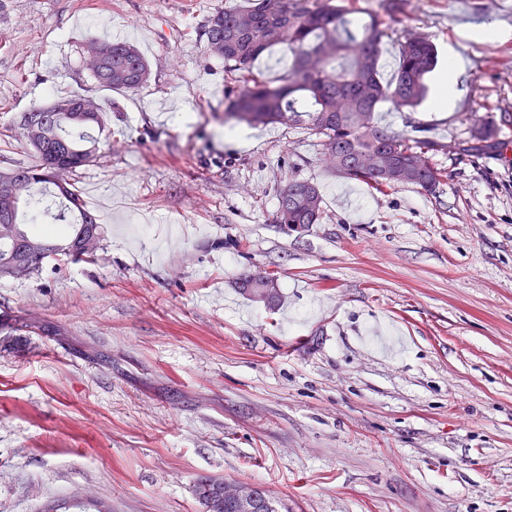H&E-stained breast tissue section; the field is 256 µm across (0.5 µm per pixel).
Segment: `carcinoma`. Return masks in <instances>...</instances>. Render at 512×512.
Instances as JSON below:
<instances>
[{
	"label": "carcinoma",
	"mask_w": 512,
	"mask_h": 512,
	"mask_svg": "<svg viewBox=\"0 0 512 512\" xmlns=\"http://www.w3.org/2000/svg\"><path fill=\"white\" fill-rule=\"evenodd\" d=\"M408 0H380V10H362L354 16L342 0H236L212 12L204 24L208 53L224 61L232 90L224 97V122L231 127L269 125L303 128L320 140L322 160L342 178L362 182L383 192L399 185H414L427 195L439 193L448 172L434 162L440 151H456L455 143L438 145L405 130L377 122L375 114L386 105L410 112L429 94L428 79L438 63L430 38L404 27ZM390 43L399 46L398 72L386 81L381 60ZM288 50V71L267 80L253 72L255 62L272 48ZM106 47L96 82L111 91L129 92L148 82L150 69L138 48L89 37L83 53L89 56ZM74 94L56 99L36 111L48 114L40 134L39 162L14 168L17 189L11 205L14 220L0 221V280L9 278L14 263L29 265L27 275L40 271L43 261L57 256L72 262L95 261L103 227L86 208L74 184L62 190L52 179L50 162L65 173L89 165L99 151L95 130L104 128L103 111L83 112ZM69 103V111L54 106ZM512 126V113H489L472 122L465 151L492 149L503 156L509 147L502 129ZM60 208L54 220L67 230L44 227L32 231L20 218V204L37 203L48 187ZM320 187L308 178L290 177L277 192L276 222L301 233L323 220ZM216 512H241L224 501L216 481L208 479Z\"/></svg>",
	"instance_id": "obj_1"
}]
</instances>
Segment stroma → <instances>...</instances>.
I'll return each instance as SVG.
<instances>
[{"instance_id":"stroma-1","label":"stroma","mask_w":512,"mask_h":512,"mask_svg":"<svg viewBox=\"0 0 512 512\" xmlns=\"http://www.w3.org/2000/svg\"><path fill=\"white\" fill-rule=\"evenodd\" d=\"M224 4L0 0V173L38 162L23 112L69 92L107 106L75 177L97 260L0 280V512H203L202 477L290 512H512V160L439 152L437 196L380 194L305 130L228 132L203 36ZM405 23L439 63L428 101L381 124L461 143L486 105L512 112V0H410ZM109 29L149 63L138 90L85 66ZM452 49L466 67L440 111ZM294 175L325 202L301 234L274 221ZM265 272L272 308L238 288Z\"/></svg>"}]
</instances>
